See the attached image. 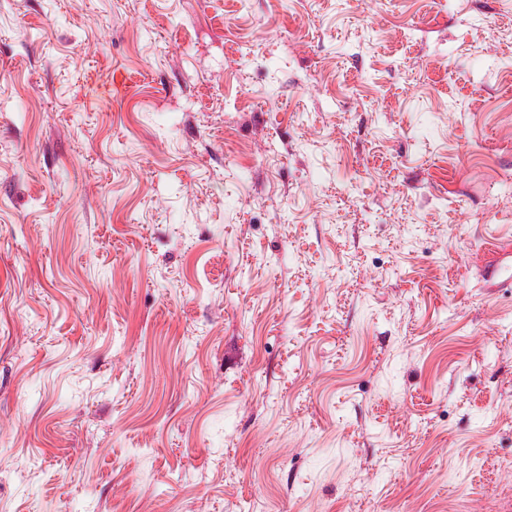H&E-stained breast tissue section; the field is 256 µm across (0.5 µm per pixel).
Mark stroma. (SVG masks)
I'll return each mask as SVG.
<instances>
[{"label":"stroma","mask_w":512,"mask_h":512,"mask_svg":"<svg viewBox=\"0 0 512 512\" xmlns=\"http://www.w3.org/2000/svg\"><path fill=\"white\" fill-rule=\"evenodd\" d=\"M510 277L512 0H0V512H512Z\"/></svg>","instance_id":"35a3bbf8"}]
</instances>
